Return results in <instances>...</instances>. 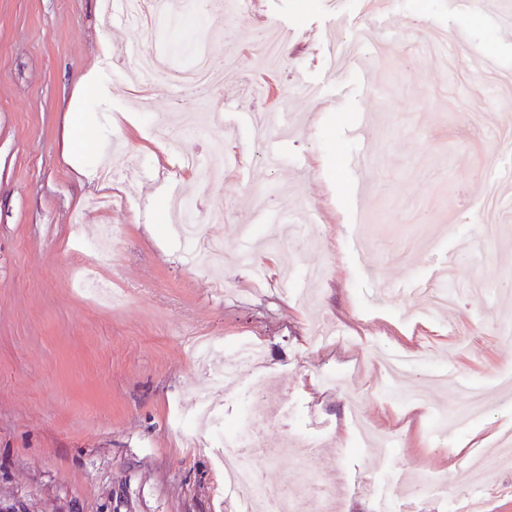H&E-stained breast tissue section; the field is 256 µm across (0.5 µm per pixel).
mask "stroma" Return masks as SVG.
Instances as JSON below:
<instances>
[{"label": "stroma", "instance_id": "stroma-1", "mask_svg": "<svg viewBox=\"0 0 512 512\" xmlns=\"http://www.w3.org/2000/svg\"><path fill=\"white\" fill-rule=\"evenodd\" d=\"M381 0L397 44L359 48L373 85L345 60L328 62L322 42L352 41L336 14H365L367 0H224V16L178 11L152 28L113 25L103 0H0V506L8 512H237L224 482L219 428L257 432L268 484L285 495L335 490L329 512H415L407 476L445 484L424 512H456L448 487L512 431V339L498 314L512 305V209L497 236L484 237L489 188L512 195V149L487 144L485 130H512V0ZM288 29L278 67L256 53L268 29ZM465 39L447 67L417 50L434 34ZM113 64L105 91L82 98V149L111 173L112 208H90L98 182L63 156L68 106L97 63L101 43ZM501 67L481 75L472 50ZM138 51L190 67L201 51L219 88L214 109L227 163L219 185L182 169L210 143L183 133L182 120L207 104L163 78L154 109L140 111L135 79L117 64ZM322 85L304 95L298 75ZM495 94H488V87ZM287 111L267 140L252 134L254 113ZM371 114L372 191L357 200L345 126ZM166 126L179 153L157 141ZM288 165L263 164L267 141ZM201 198L198 235L224 246L222 271L189 255L168 224L175 192ZM298 217L280 241L272 224H250L255 207ZM249 239H241L242 224ZM320 235L323 249L309 247ZM457 255L449 265V255ZM482 284L439 311L408 290L411 279ZM108 285L98 295L88 279ZM392 284L389 295L373 290ZM249 339L260 348L258 379L218 381L201 356ZM265 404L243 419L255 382ZM483 387L490 411L466 426L460 385ZM223 424L197 419L198 393ZM380 444L360 442L350 403ZM331 460L306 480L303 437ZM478 512H512V464L473 491Z\"/></svg>", "mask_w": 512, "mask_h": 512}]
</instances>
